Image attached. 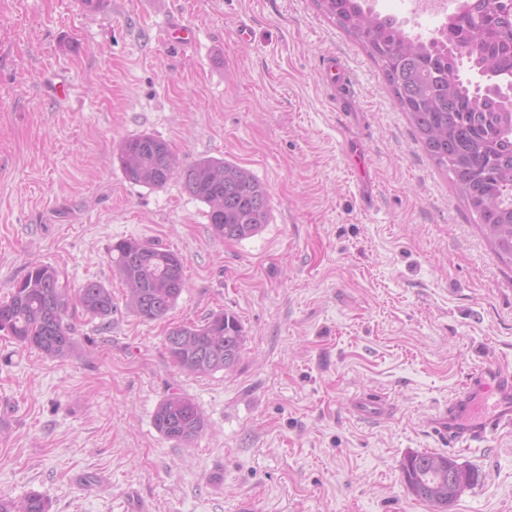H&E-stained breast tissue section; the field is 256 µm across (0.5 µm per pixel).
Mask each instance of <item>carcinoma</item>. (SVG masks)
Here are the masks:
<instances>
[{"instance_id":"carcinoma-1","label":"carcinoma","mask_w":512,"mask_h":512,"mask_svg":"<svg viewBox=\"0 0 512 512\" xmlns=\"http://www.w3.org/2000/svg\"><path fill=\"white\" fill-rule=\"evenodd\" d=\"M321 9L352 35L381 65L396 102L408 113L427 155L453 176L458 194L476 215L497 256L512 262V11L466 0L448 17L439 36L410 38L390 18L361 6V0H318ZM477 71L486 84H472L461 67ZM126 178L162 187L182 180L186 191L209 207L213 231L229 241L253 236L270 216L265 186L246 168L220 159H200L182 168L169 145L152 135L126 140L119 153ZM112 266L128 287L129 306L145 320H159L186 288L185 264L176 252L125 239L112 246ZM112 291L98 281L74 294L56 267L30 265L0 302V332L44 357L63 359L76 347L72 313L92 319L112 316ZM245 343L232 314L215 311L202 324H180L164 336L165 349L182 371L197 376L233 368ZM153 425L164 437L194 441L206 420L189 397L172 393L157 407ZM448 456L412 453L402 462L408 494L448 512ZM0 512H50L48 498L32 491L21 499L0 497Z\"/></svg>"}]
</instances>
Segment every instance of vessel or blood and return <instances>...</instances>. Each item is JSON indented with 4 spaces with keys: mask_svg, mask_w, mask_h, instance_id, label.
<instances>
[{
    "mask_svg": "<svg viewBox=\"0 0 512 512\" xmlns=\"http://www.w3.org/2000/svg\"><path fill=\"white\" fill-rule=\"evenodd\" d=\"M431 427L454 445L512 428V371L484 367L470 372L456 397L432 417Z\"/></svg>",
    "mask_w": 512,
    "mask_h": 512,
    "instance_id": "b4317fda",
    "label": "vessel or blood"
}]
</instances>
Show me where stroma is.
<instances>
[{"mask_svg": "<svg viewBox=\"0 0 512 512\" xmlns=\"http://www.w3.org/2000/svg\"><path fill=\"white\" fill-rule=\"evenodd\" d=\"M362 2L414 36L443 24L400 0ZM176 19L195 37L170 50ZM331 56L348 72L333 88ZM144 133L182 165L250 170L268 224L227 241L181 181L129 182L119 149ZM127 238L184 259L163 319L127 304L111 261ZM35 262L68 288H111L113 311L78 318L63 360L0 333V496L38 491L50 512H239L247 499L262 512H429L401 469L428 452L479 474L451 512H512V430L464 448L428 426L469 370L512 368V264L317 0H0L1 300ZM219 309L243 326L237 365L175 367L167 329ZM174 392L207 422L187 445L153 426ZM368 394L385 417L356 412Z\"/></svg>", "mask_w": 512, "mask_h": 512, "instance_id": "obj_1", "label": "stroma"}]
</instances>
